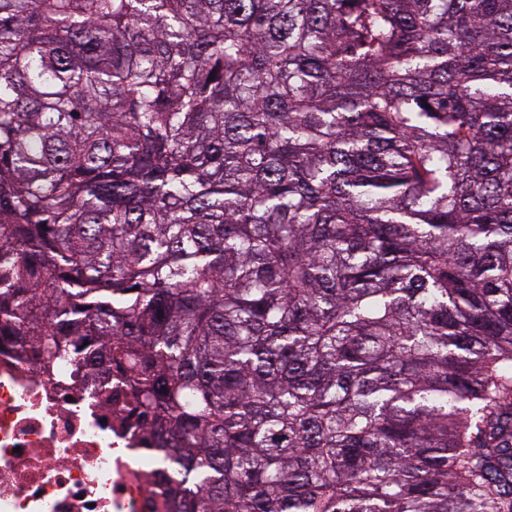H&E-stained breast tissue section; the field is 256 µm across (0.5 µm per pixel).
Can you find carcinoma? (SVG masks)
Instances as JSON below:
<instances>
[{
	"label": "carcinoma",
	"mask_w": 512,
	"mask_h": 512,
	"mask_svg": "<svg viewBox=\"0 0 512 512\" xmlns=\"http://www.w3.org/2000/svg\"><path fill=\"white\" fill-rule=\"evenodd\" d=\"M0 327L168 512H512V0H0Z\"/></svg>",
	"instance_id": "carcinoma-1"
}]
</instances>
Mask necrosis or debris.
<instances>
[{"label":"necrosis or debris","instance_id":"obj_1","mask_svg":"<svg viewBox=\"0 0 512 512\" xmlns=\"http://www.w3.org/2000/svg\"><path fill=\"white\" fill-rule=\"evenodd\" d=\"M73 371L0 335V512H158L160 462Z\"/></svg>","mask_w":512,"mask_h":512}]
</instances>
